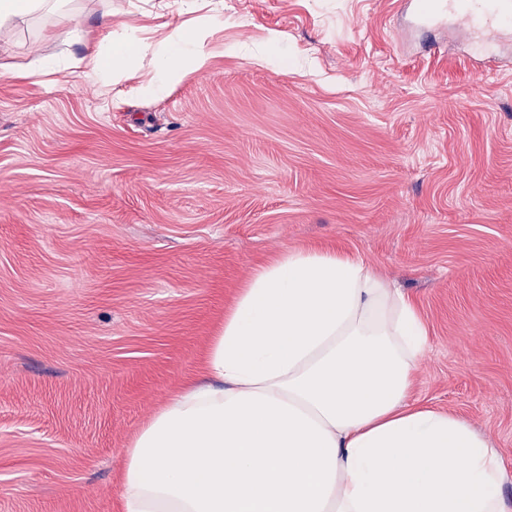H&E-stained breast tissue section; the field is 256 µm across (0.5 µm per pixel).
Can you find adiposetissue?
<instances>
[{
  "mask_svg": "<svg viewBox=\"0 0 512 512\" xmlns=\"http://www.w3.org/2000/svg\"><path fill=\"white\" fill-rule=\"evenodd\" d=\"M67 0H0L17 21ZM87 77L107 86L141 45L101 29ZM210 56L177 25L148 91ZM429 333L363 258L292 250L255 272L212 337L204 381L169 399L125 452L123 512H512L499 448L467 419L412 401Z\"/></svg>",
  "mask_w": 512,
  "mask_h": 512,
  "instance_id": "adipose-tissue-1",
  "label": "adipose tissue"
}]
</instances>
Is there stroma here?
Listing matches in <instances>:
<instances>
[{"label": "stroma", "instance_id": "35a3bbf8", "mask_svg": "<svg viewBox=\"0 0 512 512\" xmlns=\"http://www.w3.org/2000/svg\"><path fill=\"white\" fill-rule=\"evenodd\" d=\"M408 0H229L205 69L145 87L181 0H71L0 51V512H122L124 451L253 273L357 254L431 344L412 397L512 469V37L417 26ZM131 76L40 81L101 22Z\"/></svg>", "mask_w": 512, "mask_h": 512}]
</instances>
